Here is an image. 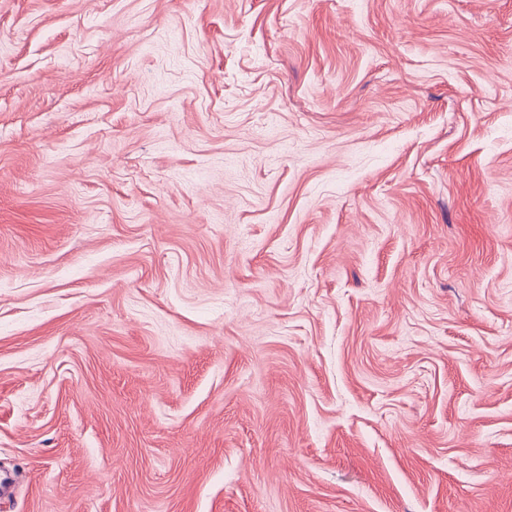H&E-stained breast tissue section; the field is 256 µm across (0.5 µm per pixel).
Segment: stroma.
I'll return each mask as SVG.
<instances>
[{"label": "stroma", "instance_id": "obj_1", "mask_svg": "<svg viewBox=\"0 0 512 512\" xmlns=\"http://www.w3.org/2000/svg\"><path fill=\"white\" fill-rule=\"evenodd\" d=\"M0 512H512V0H0Z\"/></svg>", "mask_w": 512, "mask_h": 512}]
</instances>
